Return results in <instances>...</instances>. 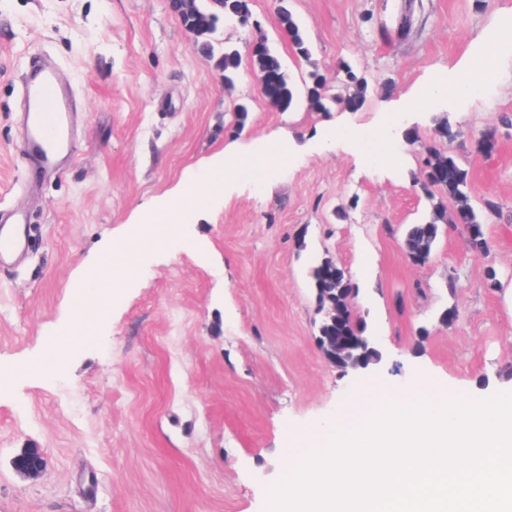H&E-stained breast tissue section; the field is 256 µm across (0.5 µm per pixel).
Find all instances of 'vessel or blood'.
Segmentation results:
<instances>
[{"instance_id":"b4317fda","label":"vessel or blood","mask_w":512,"mask_h":512,"mask_svg":"<svg viewBox=\"0 0 512 512\" xmlns=\"http://www.w3.org/2000/svg\"><path fill=\"white\" fill-rule=\"evenodd\" d=\"M23 139L17 153L19 166L45 171L60 159L75 154L71 131L74 99L70 88L47 64L35 67V77L23 90ZM27 238V225L19 220L11 227L0 225V260L18 251Z\"/></svg>"}]
</instances>
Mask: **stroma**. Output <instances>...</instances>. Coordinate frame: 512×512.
Instances as JSON below:
<instances>
[{
  "label": "stroma",
  "instance_id": "1",
  "mask_svg": "<svg viewBox=\"0 0 512 512\" xmlns=\"http://www.w3.org/2000/svg\"><path fill=\"white\" fill-rule=\"evenodd\" d=\"M422 2L424 29L402 40V0H288L313 48L306 62L277 27V0H251L295 79L313 63L335 75L349 60L376 88L358 111L315 113L270 107L248 66L225 88L169 0H0V210L25 211L31 238L24 257L0 266V371L10 373L0 512H266L287 452L371 388L512 391V128L500 124L512 113V49L489 51L493 76L469 91L405 106L432 74L461 82L486 30L512 20V0ZM33 55L51 59L81 101L75 156L47 175L16 163ZM242 99L251 122L238 132ZM443 113L468 132L497 130L492 154H457L472 201L493 194L503 210L484 227L488 253L471 252L457 229L417 265L403 232L431 202L414 183L419 148L403 134L432 139ZM260 137L287 154L259 174L240 166L177 230L159 225L165 247L113 289L94 339L30 374L81 304L77 278L186 179L209 178L217 158ZM325 257L354 283L353 313L384 352L357 375L316 344L311 270ZM29 448L44 458L33 477L13 466Z\"/></svg>",
  "mask_w": 512,
  "mask_h": 512
}]
</instances>
